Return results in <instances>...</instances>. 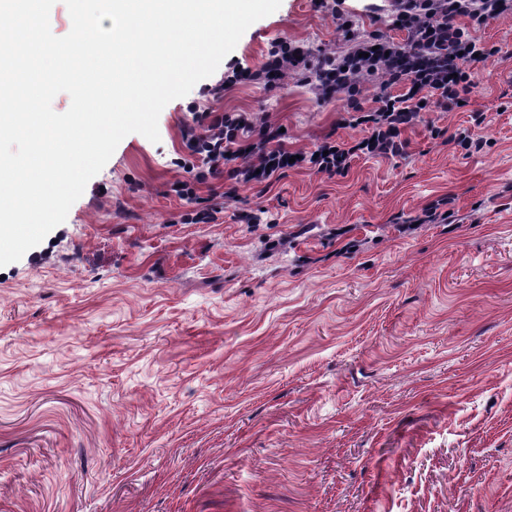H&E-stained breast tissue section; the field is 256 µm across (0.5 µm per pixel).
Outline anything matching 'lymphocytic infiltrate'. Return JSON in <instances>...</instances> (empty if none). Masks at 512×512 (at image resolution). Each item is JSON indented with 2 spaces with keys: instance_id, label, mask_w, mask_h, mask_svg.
<instances>
[{
  "instance_id": "f902f5d3",
  "label": "lymphocytic infiltrate",
  "mask_w": 512,
  "mask_h": 512,
  "mask_svg": "<svg viewBox=\"0 0 512 512\" xmlns=\"http://www.w3.org/2000/svg\"><path fill=\"white\" fill-rule=\"evenodd\" d=\"M392 16L407 33L396 43L379 36L353 40L343 57L323 53L311 63L299 43L273 42L260 67L233 65L225 85L282 86L290 72L315 69L319 99L342 97L351 111L350 126H364L353 142L324 139L314 150L292 154L279 125L248 112H196L182 133V149L173 166L183 171L177 196L198 203L201 186L229 174L243 185H270L289 168L344 174L354 157H395L405 153V132L432 108L450 111L468 102L480 69L496 56V47L478 30L512 15V0H392ZM378 81L370 103L360 99L365 82Z\"/></svg>"
}]
</instances>
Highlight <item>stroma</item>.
Wrapping results in <instances>:
<instances>
[{
    "label": "stroma",
    "instance_id": "stroma-1",
    "mask_svg": "<svg viewBox=\"0 0 512 512\" xmlns=\"http://www.w3.org/2000/svg\"><path fill=\"white\" fill-rule=\"evenodd\" d=\"M396 41L388 0H346ZM468 107L346 175L216 180L184 224L171 160L192 111L269 116L290 150L349 141L344 101L199 81L127 135L62 224L0 267V512H512V15ZM346 53L314 0H281L226 63L272 41ZM223 87L221 97L209 96ZM485 114L483 152L443 132ZM447 196L456 221L403 231Z\"/></svg>",
    "mask_w": 512,
    "mask_h": 512
}]
</instances>
